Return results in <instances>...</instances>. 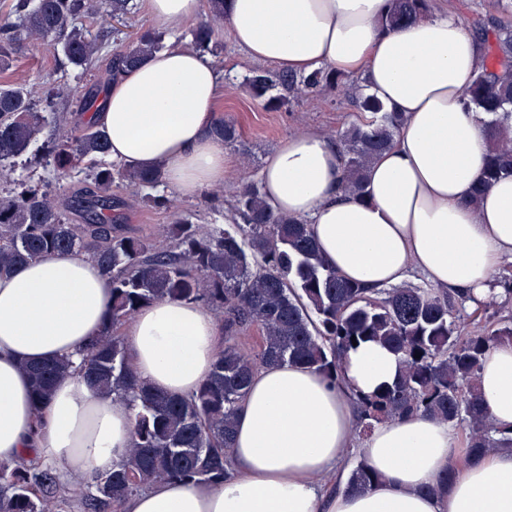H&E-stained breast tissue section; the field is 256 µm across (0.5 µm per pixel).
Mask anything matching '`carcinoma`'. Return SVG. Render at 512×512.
<instances>
[{"mask_svg": "<svg viewBox=\"0 0 512 512\" xmlns=\"http://www.w3.org/2000/svg\"><path fill=\"white\" fill-rule=\"evenodd\" d=\"M131 2L16 0L11 16L0 20V67L9 65L24 41L38 38L62 67L84 72L94 66L101 46L74 18L103 7L120 20ZM429 13L430 0H391L382 26L401 27ZM189 35L197 49L222 53L223 40L209 23ZM480 44L482 65L468 99L492 119L485 123L487 164L472 194L474 207L493 181L512 175V26L499 25L480 37ZM163 47V34L142 29L130 45L112 50L105 74L129 71ZM343 80L331 69L297 75L258 68L245 84L252 96L278 109ZM77 94L80 121L68 123L53 116V84L36 100L24 84H0V169L42 168L55 176L52 188L17 182L0 192V277L50 251L82 254L98 266L112 288L105 334L79 354L76 366L57 358L25 363L23 371L36 416H42L56 383L77 371L97 392L131 406L132 438L111 473L87 482H62L54 464L0 463V512H118L133 495L158 483L221 484L234 475L236 414L257 372L291 363L339 383L353 336L387 346L403 365L393 384L356 402L357 439L381 422L421 414L465 431L475 457L512 448V432L495 426L478 387L486 352L512 344V312L500 306L471 330L467 309L477 312L487 303L471 305L463 295L430 286L374 289L344 279L326 265L310 225L275 211L256 183L238 191L239 224L209 228L183 217L166 226L163 241L118 229L113 183L138 190L152 207L166 209L169 200L153 193L160 184L157 173L107 161L108 137L86 118L99 106L97 90L81 85ZM356 110L336 147L344 158L341 189L361 197L368 169L394 144L404 117L363 92ZM210 133L222 143L238 137L235 125L224 119ZM41 134V149L29 152ZM160 300L202 302L217 311L224 329L211 373L189 395L143 384L127 353L124 325ZM251 330L258 331V342L246 349L241 335ZM378 481L361 458L346 488L367 491Z\"/></svg>", "mask_w": 512, "mask_h": 512, "instance_id": "cac0c4a2", "label": "carcinoma"}]
</instances>
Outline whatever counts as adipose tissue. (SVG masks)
Segmentation results:
<instances>
[{"instance_id":"adipose-tissue-1","label":"adipose tissue","mask_w":512,"mask_h":512,"mask_svg":"<svg viewBox=\"0 0 512 512\" xmlns=\"http://www.w3.org/2000/svg\"><path fill=\"white\" fill-rule=\"evenodd\" d=\"M390 0H224V26L252 60L297 73L362 75L371 94L406 121L367 173L363 197L342 196L344 159L313 133L283 139L261 172L267 200L307 220L326 262L371 288L420 273L433 287L497 294L493 276L512 262V177L469 204L488 151L487 113L464 94L482 63L477 40L451 12L394 29ZM224 94L214 62L172 47L106 84L92 114L111 159L160 170L180 197L223 184L228 157L209 130ZM112 290L83 255L46 253L0 277V463L59 465L64 480L106 473L131 439L129 406L98 395L81 376L60 381L42 419L32 411L22 362L75 355L100 336ZM128 354L150 388L184 395L210 374L220 342L199 304L159 301L125 329ZM396 354L364 341L348 348L342 386L294 364L259 371L242 403L219 486L173 480L129 500L126 512H512V448L473 461L439 496L463 451L450 428L423 416L378 425L361 446L381 479L365 492L323 498L320 481L354 444L352 400L392 384ZM480 387L496 425L512 431V344L488 351Z\"/></svg>"}]
</instances>
